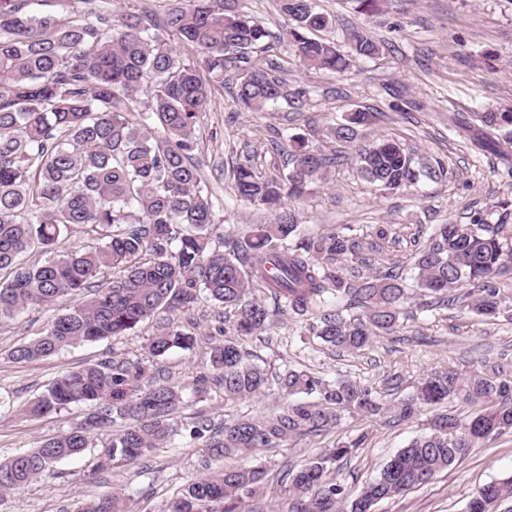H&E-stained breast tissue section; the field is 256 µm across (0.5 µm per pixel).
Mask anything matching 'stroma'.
Returning <instances> with one entry per match:
<instances>
[{
	"label": "stroma",
	"mask_w": 512,
	"mask_h": 512,
	"mask_svg": "<svg viewBox=\"0 0 512 512\" xmlns=\"http://www.w3.org/2000/svg\"><path fill=\"white\" fill-rule=\"evenodd\" d=\"M316 2L333 20L326 39L349 57L344 71L303 69L287 42L278 38L287 21L276 0H239L278 38L272 50L254 54V63L262 68L279 64L285 91H302L306 97L298 111L281 101L268 111L252 112L235 103L228 91L216 93L200 119L196 149L202 181L216 204L212 245L223 248L225 240L241 238L249 225L270 218L257 203L236 194L233 163L248 156L260 176L286 175L291 139L299 135L310 146L343 157L295 202L299 234L340 232L355 237L361 250L350 258V265L364 274L393 268L413 280L415 253L428 242L427 225L448 220L468 224L477 212L494 224L502 216L498 201L512 197V178L507 175L512 169V125L487 130L471 118L475 112H512V0H390L371 16L356 13L351 0ZM356 29L384 42L381 56H352L350 34ZM355 109L375 112V122L359 128L354 142L339 141L336 125ZM485 136L491 144L482 151L478 143ZM380 138L396 139L414 153L421 171L417 183L380 191L359 177L357 146ZM438 166L443 175L429 178L427 168ZM75 302L68 296L0 322V458L30 450L86 416L83 405L36 419L21 412L60 373L86 363L129 361L142 367L146 379L178 389L183 403L174 415L176 432L139 464L108 472L97 468V449H87L6 494L0 512H73L77 501L115 493L124 497L129 512H165L168 501L207 470L248 467L258 460L266 466L265 482L243 496L236 512H288L293 499L289 474L322 448L365 435L356 455L337 462L331 471L332 478L356 492L400 449L428 432L435 412L464 422L486 407L482 400L453 397L438 411L427 410L400 423L386 415L364 419L346 412L339 425L323 435L291 437L281 447L253 456L235 454L214 461L200 440L190 437L193 422L204 419L218 427L243 416L273 414L290 402L273 386L247 399L225 400L210 356L224 342L232 310L203 297L193 308L146 320L130 336L84 343L29 363L8 358L12 347L40 337L51 320ZM407 311L399 329L374 337L355 353L327 346L307 327L278 313L265 331L243 338L240 347L268 377L295 368L331 382H361L380 389L390 405L412 393L435 369L451 368L465 377L483 365L498 364L504 378L512 379V304L489 320L453 305L427 308L424 296L414 291ZM168 324L194 329L197 344L153 359L148 344ZM393 374L402 380L395 391L385 387ZM511 475L512 432H506L471 449L431 483L379 502L375 512H466L478 487Z\"/></svg>",
	"instance_id": "stroma-1"
}]
</instances>
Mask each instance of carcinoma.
Masks as SVG:
<instances>
[{"mask_svg": "<svg viewBox=\"0 0 512 512\" xmlns=\"http://www.w3.org/2000/svg\"><path fill=\"white\" fill-rule=\"evenodd\" d=\"M0 4V321L30 306H50L68 295L81 301L56 316L39 338L13 347L8 357L31 362L84 342L127 336L147 319L188 309L207 293L234 310L233 338L213 349L211 364L227 400H242L266 387L267 374L245 361L237 339L262 332L271 321L270 298L329 346L358 351L373 337L400 326L407 285L394 269L354 277L346 257L358 243L338 233L296 236L298 215L284 199H299L320 171L336 162L292 138V169L282 178L260 177L248 157L232 166L236 192L274 211L268 224L211 247L215 205L201 186L197 148L199 118L224 88V72L236 77V100L264 112L286 98L282 82L254 66L250 54L269 36L263 21L238 9L237 0H177L158 17L109 0H82L75 14L33 15L25 0ZM288 18L285 38L301 66L336 73L347 66L336 45L318 33L332 25L314 0H278ZM352 51L379 55L383 46L369 33L351 34ZM192 49L179 57L176 45ZM375 113L356 109L336 128L352 141ZM359 173L380 190L417 182L413 154L393 140L358 149ZM80 229L99 244L65 245ZM297 237L295 243L285 242ZM429 244L417 250L414 277L430 306L455 302L448 291L470 285L460 302L495 318L503 310L497 278L512 263V225L433 224ZM37 246L41 264L20 257ZM112 270L105 288L97 277ZM359 312H354V309ZM196 336L164 327L150 341L159 359L172 348L191 349ZM144 371L127 361L87 364L55 378L25 406L43 417L71 405H86L85 418L41 445L0 459V497L57 463L95 447L98 432L123 426L98 454L108 471L132 466L175 432L173 414L182 403L175 387L142 388ZM280 389L309 399L260 419L242 418L219 430L199 420L190 436L203 440L209 456L222 458L274 449L290 437L321 435L337 426L344 411L364 417L387 412L376 388L351 381L330 383L315 373L289 368ZM487 399L486 410L465 423L435 417L431 431L413 440L356 494L330 478V466L350 458L359 436L326 448L290 477L289 512H371L375 505L430 482L477 444L512 430V380L476 375L459 384L457 373L434 370L416 392L393 406L396 421H408L425 406L450 396ZM265 477L261 465L218 469L189 483L167 512H234L242 495ZM512 494V479L489 482L468 502V512H492ZM75 512H128L118 495L78 504Z\"/></svg>", "mask_w": 512, "mask_h": 512, "instance_id": "obj_1", "label": "carcinoma"}]
</instances>
